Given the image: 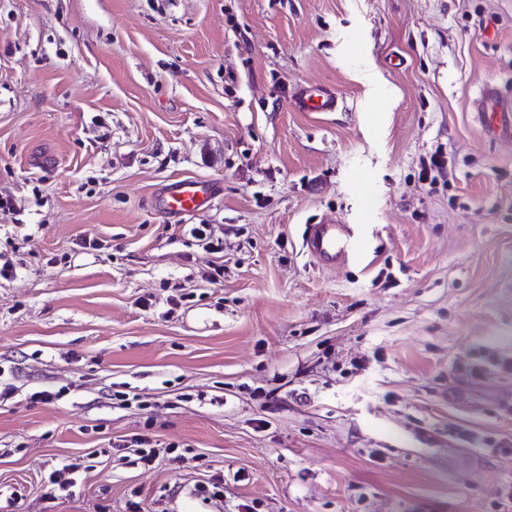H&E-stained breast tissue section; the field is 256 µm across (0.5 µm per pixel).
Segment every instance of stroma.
Instances as JSON below:
<instances>
[{"instance_id": "35a3bbf8", "label": "stroma", "mask_w": 512, "mask_h": 512, "mask_svg": "<svg viewBox=\"0 0 512 512\" xmlns=\"http://www.w3.org/2000/svg\"><path fill=\"white\" fill-rule=\"evenodd\" d=\"M488 85L512 0H0V512H512V373L471 372L512 357ZM179 178L223 191L169 216ZM327 222L359 259L305 253ZM295 105L306 112H330L336 108V96L328 89L302 87L295 98ZM303 248L318 263L330 267L345 265L362 254L360 239L346 224L311 225Z\"/></svg>"}]
</instances>
